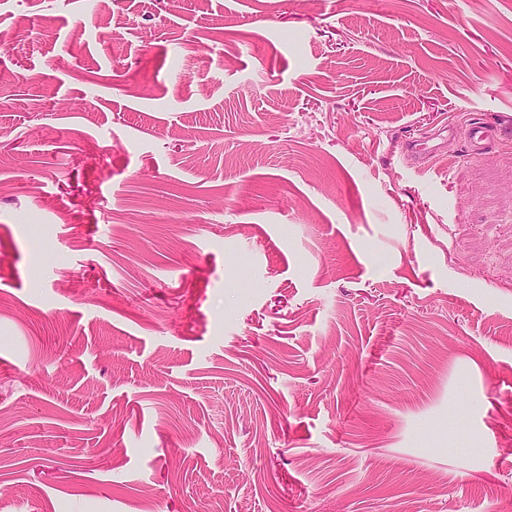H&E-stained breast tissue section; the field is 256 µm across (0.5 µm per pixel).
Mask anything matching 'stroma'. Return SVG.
<instances>
[{
	"label": "stroma",
	"mask_w": 512,
	"mask_h": 512,
	"mask_svg": "<svg viewBox=\"0 0 512 512\" xmlns=\"http://www.w3.org/2000/svg\"><path fill=\"white\" fill-rule=\"evenodd\" d=\"M0 27V512H512V0Z\"/></svg>",
	"instance_id": "1"
}]
</instances>
